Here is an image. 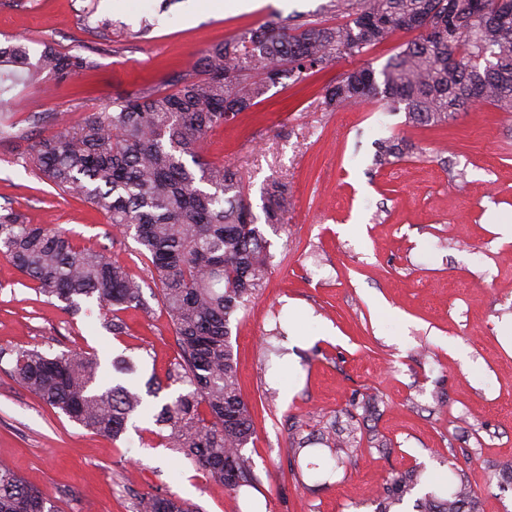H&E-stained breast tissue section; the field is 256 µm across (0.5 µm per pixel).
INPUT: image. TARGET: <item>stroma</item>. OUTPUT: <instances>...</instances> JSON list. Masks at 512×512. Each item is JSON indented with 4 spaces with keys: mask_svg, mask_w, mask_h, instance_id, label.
Segmentation results:
<instances>
[{
    "mask_svg": "<svg viewBox=\"0 0 512 512\" xmlns=\"http://www.w3.org/2000/svg\"><path fill=\"white\" fill-rule=\"evenodd\" d=\"M347 0H263L251 11L207 14L205 0H0V40L22 38L31 56L46 46L82 53L92 69L41 87L16 84L0 97V127L36 141L73 125L113 98L172 89L196 74L206 50L276 18L345 22ZM399 32L361 56L264 99L209 136L205 155L243 177L255 215L270 178L289 188L284 221L265 228L274 255L268 279L231 319L241 394L255 436L245 448L257 483L231 491L162 445L153 424L120 441L95 435L44 404L0 363V461L55 500L59 512H134L146 493H176L199 512H374L369 501L397 471L438 476L465 470L482 512H512L496 461L512 457V114L476 103L447 127H412L404 106L365 100L330 111L323 89L362 67L381 71L412 40ZM410 150L376 166V143ZM31 224L60 227L104 251L140 282L153 269L106 219L40 180L0 140V206ZM121 312L115 336L99 317L71 316L0 257V348L125 354L144 375L165 378L177 355L165 309ZM296 324L300 335L289 338ZM282 356L262 354L263 339ZM380 409L359 422L360 445L320 475L312 455L289 465L293 434L345 428L356 403ZM384 450H377V443Z\"/></svg>",
    "mask_w": 512,
    "mask_h": 512,
    "instance_id": "obj_1",
    "label": "stroma"
}]
</instances>
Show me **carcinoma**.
<instances>
[{"instance_id": "1", "label": "carcinoma", "mask_w": 512, "mask_h": 512, "mask_svg": "<svg viewBox=\"0 0 512 512\" xmlns=\"http://www.w3.org/2000/svg\"><path fill=\"white\" fill-rule=\"evenodd\" d=\"M421 36L385 65L382 81L362 67L328 85V110L381 97L402 104L412 126L444 127L476 101L512 113V0H355L349 20L313 26L276 18L241 37L210 48L202 77H183L172 92L146 87L112 100L75 126L29 146L26 155L40 177L90 204L137 243L155 273V296L177 336V358L166 381L155 377L146 393L123 376L126 361L106 372L95 352L50 355L36 348L0 349L15 380L72 421L117 441L137 418L158 428L162 445L174 449L211 480L237 491L255 484L243 450L255 430L238 382L230 318L264 284L273 254L262 225L282 222L288 185L271 179L258 224L234 166L208 161L203 144L214 128L258 104L270 88L319 72L343 55H361L398 32ZM0 83L23 72L32 84L48 72L65 80L91 66L82 54L41 52L31 61L21 43L0 47ZM402 140L378 142L376 161L400 158ZM0 256L9 260L47 300L75 314L92 315L96 304L105 326L124 334L119 312L148 310L142 285L126 266L92 247L76 245L61 228L30 224L10 207L0 208ZM173 383L185 389L173 399L149 397ZM356 430L331 426L312 440L300 438L293 463L316 442L352 453ZM446 492L427 491L414 512H481L467 473L451 468ZM432 478L423 467L395 473L375 512H396L405 498ZM136 512H193L174 493L142 494ZM0 512H59L44 491L0 463Z\"/></svg>"}]
</instances>
